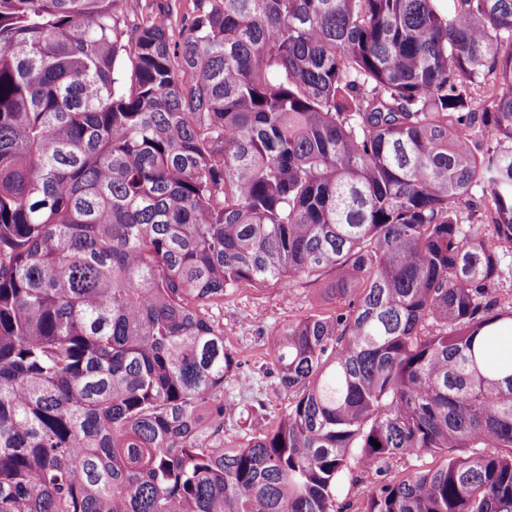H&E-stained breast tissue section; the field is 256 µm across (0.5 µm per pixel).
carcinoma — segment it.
Masks as SVG:
<instances>
[{
    "mask_svg": "<svg viewBox=\"0 0 512 512\" xmlns=\"http://www.w3.org/2000/svg\"><path fill=\"white\" fill-rule=\"evenodd\" d=\"M509 248L512 0H0V512H512ZM325 280L309 283L294 279L287 293L276 285L243 288L231 298H224V309L220 314L216 312L217 319L224 329L228 350L247 360V372L260 365L273 334L288 322L322 308L318 288ZM224 399L235 403H251L253 399L262 400L264 407L254 416L224 420V441L242 438L247 429L260 428L273 424L288 405V392L281 389L275 375L254 374L253 389L241 390L234 382L225 386ZM431 462L432 458L429 456L418 459L407 456L396 457L390 464V471L387 477L401 478L415 469L431 467ZM378 480L380 477L375 474L374 469H370L365 464H359L354 471L353 478L349 476L346 479L337 500L338 505L344 507V512H354L367 490L376 486Z\"/></svg>",
    "mask_w": 512,
    "mask_h": 512,
    "instance_id": "cac0c4a2",
    "label": "carcinoma"
}]
</instances>
